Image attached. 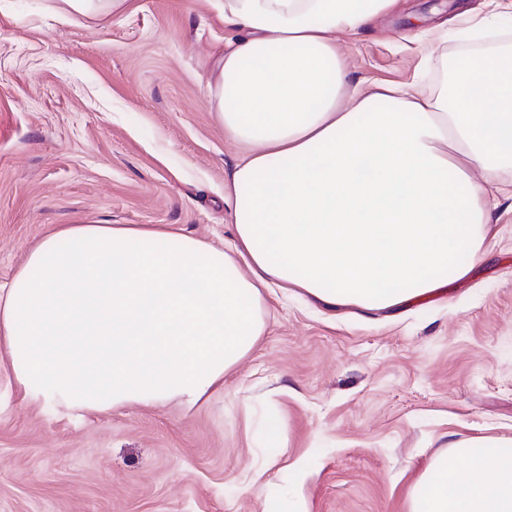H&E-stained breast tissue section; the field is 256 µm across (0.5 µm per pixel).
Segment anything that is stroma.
<instances>
[{
	"label": "stroma",
	"mask_w": 512,
	"mask_h": 512,
	"mask_svg": "<svg viewBox=\"0 0 512 512\" xmlns=\"http://www.w3.org/2000/svg\"><path fill=\"white\" fill-rule=\"evenodd\" d=\"M483 0H400L336 47L348 84L422 74L496 45L455 38L427 65L415 32ZM62 0H0V287L65 224H163L224 250L240 147L206 82L236 35L209 0H128L60 23ZM486 253L447 294L395 311L263 296L265 327L188 410L172 400L54 413L0 367V512H407L429 461L465 439H512V198ZM280 423L270 439V418Z\"/></svg>",
	"instance_id": "35a3bbf8"
}]
</instances>
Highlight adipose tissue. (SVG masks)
<instances>
[{
  "label": "adipose tissue",
  "mask_w": 512,
  "mask_h": 512,
  "mask_svg": "<svg viewBox=\"0 0 512 512\" xmlns=\"http://www.w3.org/2000/svg\"><path fill=\"white\" fill-rule=\"evenodd\" d=\"M240 36L219 51L208 101L247 152L228 177L235 245L168 226L66 224L0 287V362L47 408H192L264 330L262 291L328 309L397 308L446 292L483 255L500 166H512V48L342 104L334 34L397 0H211ZM488 170L475 182L473 168ZM409 512H512V453L462 442L434 458Z\"/></svg>",
  "instance_id": "adipose-tissue-1"
}]
</instances>
